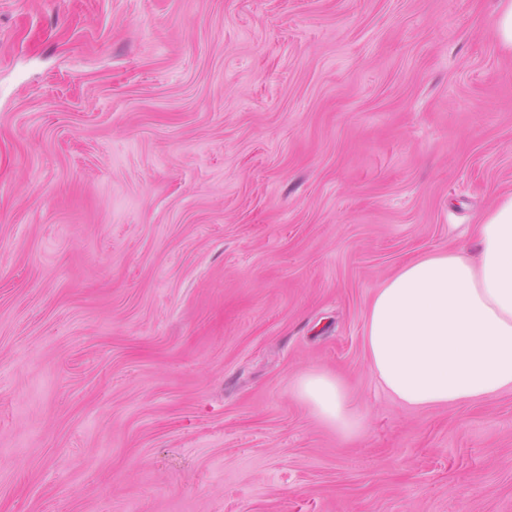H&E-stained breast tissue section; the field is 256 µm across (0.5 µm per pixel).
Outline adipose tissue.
<instances>
[{"instance_id":"ef3b65f1","label":"adipose tissue","mask_w":512,"mask_h":512,"mask_svg":"<svg viewBox=\"0 0 512 512\" xmlns=\"http://www.w3.org/2000/svg\"><path fill=\"white\" fill-rule=\"evenodd\" d=\"M474 238L472 255L451 248L406 261L370 301V370L407 405L455 406L512 391V194L481 216ZM294 392L339 433H362L337 378L310 372Z\"/></svg>"}]
</instances>
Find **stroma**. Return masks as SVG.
<instances>
[{
    "label": "stroma",
    "instance_id": "1",
    "mask_svg": "<svg viewBox=\"0 0 512 512\" xmlns=\"http://www.w3.org/2000/svg\"><path fill=\"white\" fill-rule=\"evenodd\" d=\"M498 6L0 0V512H512V392L414 408L364 344L512 192ZM294 392L339 433L347 436L362 433V419L351 411L344 387L337 378L323 372H309L298 378Z\"/></svg>",
    "mask_w": 512,
    "mask_h": 512
}]
</instances>
